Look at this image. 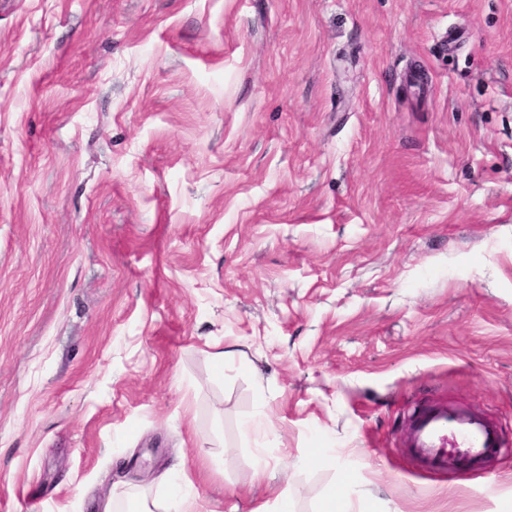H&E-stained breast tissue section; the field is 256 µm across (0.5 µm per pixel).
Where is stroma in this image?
<instances>
[{
  "instance_id": "obj_1",
  "label": "stroma",
  "mask_w": 512,
  "mask_h": 512,
  "mask_svg": "<svg viewBox=\"0 0 512 512\" xmlns=\"http://www.w3.org/2000/svg\"><path fill=\"white\" fill-rule=\"evenodd\" d=\"M433 399L512 435V0H0V512H495ZM403 447L421 468L453 473L479 469L500 455V428L488 414L447 400L415 409L402 433ZM197 500V495L190 489L175 487L162 505H152L161 508L162 512H197Z\"/></svg>"
}]
</instances>
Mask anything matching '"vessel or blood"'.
<instances>
[{
    "label": "vessel or blood",
    "instance_id": "obj_1",
    "mask_svg": "<svg viewBox=\"0 0 512 512\" xmlns=\"http://www.w3.org/2000/svg\"><path fill=\"white\" fill-rule=\"evenodd\" d=\"M403 447L421 468L453 473L500 455L503 437L488 414L446 400L415 409L402 433Z\"/></svg>",
    "mask_w": 512,
    "mask_h": 512
}]
</instances>
